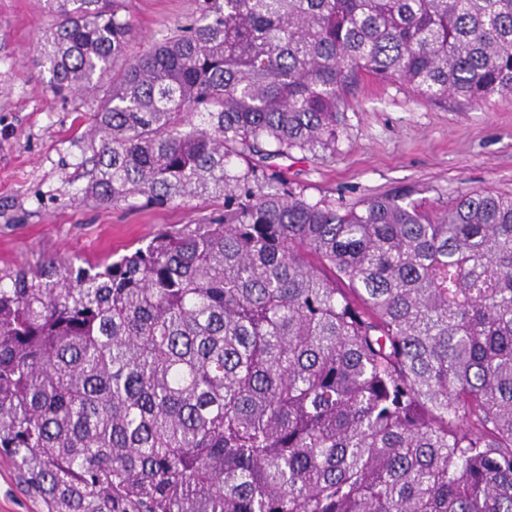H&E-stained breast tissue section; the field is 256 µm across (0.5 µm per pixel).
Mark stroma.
Here are the masks:
<instances>
[{
  "instance_id": "1",
  "label": "stroma",
  "mask_w": 512,
  "mask_h": 512,
  "mask_svg": "<svg viewBox=\"0 0 512 512\" xmlns=\"http://www.w3.org/2000/svg\"><path fill=\"white\" fill-rule=\"evenodd\" d=\"M128 2L134 54L198 7V0ZM52 22L39 0H0V269L120 256L219 206L209 198L134 210L86 194L82 133L101 95L60 99L46 85L32 59ZM268 164L313 201L352 204L413 190L441 212L467 191L512 192V98L435 103L401 81L366 76L346 96L333 150L316 158L294 152ZM0 512H46L2 454Z\"/></svg>"
}]
</instances>
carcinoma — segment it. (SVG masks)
<instances>
[{
    "label": "carcinoma",
    "mask_w": 512,
    "mask_h": 512,
    "mask_svg": "<svg viewBox=\"0 0 512 512\" xmlns=\"http://www.w3.org/2000/svg\"><path fill=\"white\" fill-rule=\"evenodd\" d=\"M36 65L103 91L102 204L221 201L109 262L0 269V453L47 512H512V194L309 200L349 86L512 95V0H40ZM245 162L240 167L233 159ZM134 39L130 52L141 54L149 50L156 34L177 24L185 23L196 13L198 0H128Z\"/></svg>",
    "instance_id": "cac0c4a2"
}]
</instances>
